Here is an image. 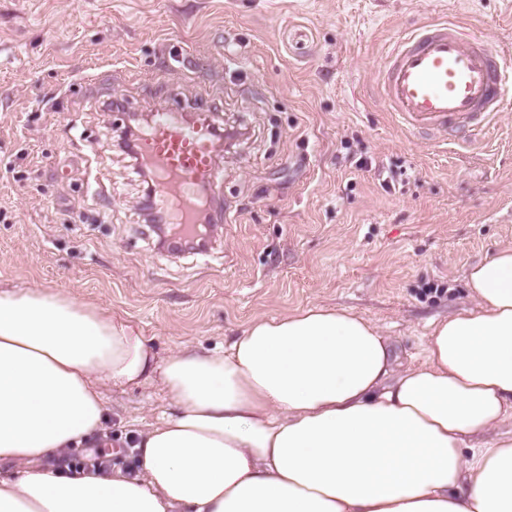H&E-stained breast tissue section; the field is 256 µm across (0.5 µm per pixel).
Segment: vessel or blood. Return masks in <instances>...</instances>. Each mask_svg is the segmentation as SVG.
I'll return each mask as SVG.
<instances>
[{
    "mask_svg": "<svg viewBox=\"0 0 512 512\" xmlns=\"http://www.w3.org/2000/svg\"><path fill=\"white\" fill-rule=\"evenodd\" d=\"M381 93L412 133L467 134L489 123L512 95V59L457 24L432 21L394 44ZM218 131L210 115L169 109L154 113L138 135L135 154L152 174L153 203L176 228V241L194 238L211 214L220 186Z\"/></svg>",
    "mask_w": 512,
    "mask_h": 512,
    "instance_id": "1",
    "label": "vessel or blood"
}]
</instances>
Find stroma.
Listing matches in <instances>:
<instances>
[{
  "mask_svg": "<svg viewBox=\"0 0 512 512\" xmlns=\"http://www.w3.org/2000/svg\"><path fill=\"white\" fill-rule=\"evenodd\" d=\"M433 20L512 52V0H0V284L123 317L161 362L313 306L420 362L432 322L475 307L469 268L512 246V98L467 143L383 104L387 53ZM179 107L244 130L203 256L160 249L116 144L127 112ZM104 401L90 449L171 399L154 379Z\"/></svg>",
  "mask_w": 512,
  "mask_h": 512,
  "instance_id": "1",
  "label": "stroma"
}]
</instances>
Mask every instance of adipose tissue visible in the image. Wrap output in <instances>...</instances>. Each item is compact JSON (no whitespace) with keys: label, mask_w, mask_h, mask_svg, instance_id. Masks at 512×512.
<instances>
[{"label":"adipose tissue","mask_w":512,"mask_h":512,"mask_svg":"<svg viewBox=\"0 0 512 512\" xmlns=\"http://www.w3.org/2000/svg\"><path fill=\"white\" fill-rule=\"evenodd\" d=\"M467 286L476 308L433 322L401 371L346 309L258 318L224 352L160 362L95 304L0 287V463L19 470L0 512H512V247ZM154 378L172 407L132 439L136 474L43 468L102 430L104 387Z\"/></svg>","instance_id":"1"}]
</instances>
